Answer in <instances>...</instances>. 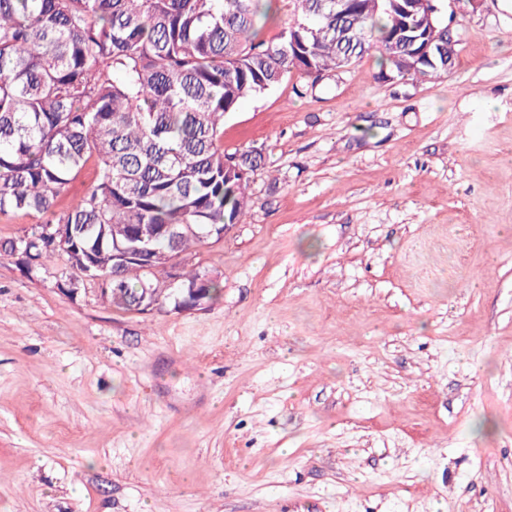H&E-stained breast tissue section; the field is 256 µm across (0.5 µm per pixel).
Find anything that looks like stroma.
Wrapping results in <instances>:
<instances>
[{"label":"stroma","mask_w":512,"mask_h":512,"mask_svg":"<svg viewBox=\"0 0 512 512\" xmlns=\"http://www.w3.org/2000/svg\"><path fill=\"white\" fill-rule=\"evenodd\" d=\"M435 82L372 51L224 119L252 207L132 313L0 256V512H512V0H444Z\"/></svg>","instance_id":"35a3bbf8"}]
</instances>
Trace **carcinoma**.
Returning a JSON list of instances; mask_svg holds the SVG:
<instances>
[{
  "mask_svg": "<svg viewBox=\"0 0 512 512\" xmlns=\"http://www.w3.org/2000/svg\"><path fill=\"white\" fill-rule=\"evenodd\" d=\"M273 0H0V214L36 213L62 224L63 252L37 226L0 242L28 272L58 257L92 265L111 304L126 310L142 294L136 261L112 262V231L130 224L165 229L155 245L180 253L214 228L243 222L251 173L262 152L226 153L224 116L291 73L316 84L375 49L390 75L430 44L411 72L437 80L457 55L440 0L434 29H418L402 0H291L278 40L257 39ZM355 38L336 40V27ZM95 180L69 208L58 199L88 162Z\"/></svg>",
  "mask_w": 512,
  "mask_h": 512,
  "instance_id": "carcinoma-1",
  "label": "carcinoma"
}]
</instances>
